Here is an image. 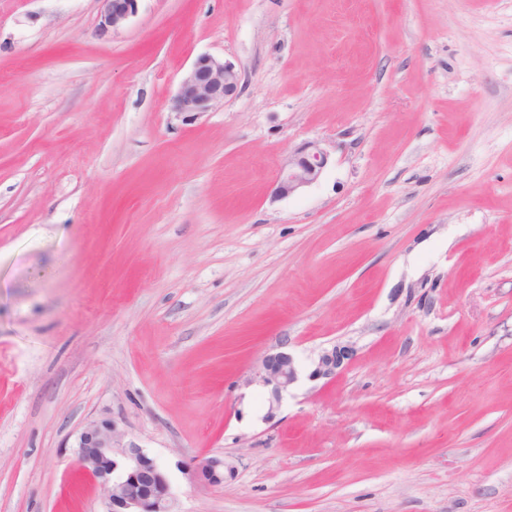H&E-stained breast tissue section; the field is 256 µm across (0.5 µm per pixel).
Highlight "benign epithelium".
<instances>
[{
    "mask_svg": "<svg viewBox=\"0 0 512 512\" xmlns=\"http://www.w3.org/2000/svg\"><path fill=\"white\" fill-rule=\"evenodd\" d=\"M102 33L119 30L137 11L138 0H99ZM241 74L235 64L209 54L199 56L184 74L175 97L180 112H204L211 106L238 95ZM330 163V152L319 143L296 149L283 162L274 188L279 198L304 191L316 183ZM353 355L351 347L335 345L325 349L312 364L311 378H332ZM260 378L272 386L269 413H274L282 393L298 379L294 358L286 352L266 355L261 363ZM83 478L107 493L108 512H174L170 487L153 496L141 488L138 477L149 471L162 473L157 462L124 434L116 424L103 418L87 424L76 441ZM233 466L220 456L201 457L191 470L193 480L205 486L224 483Z\"/></svg>",
    "mask_w": 512,
    "mask_h": 512,
    "instance_id": "7a95c632",
    "label": "benign epithelium"
}]
</instances>
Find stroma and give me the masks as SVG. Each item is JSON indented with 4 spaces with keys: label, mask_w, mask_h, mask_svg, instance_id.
Instances as JSON below:
<instances>
[{
    "label": "stroma",
    "mask_w": 512,
    "mask_h": 512,
    "mask_svg": "<svg viewBox=\"0 0 512 512\" xmlns=\"http://www.w3.org/2000/svg\"><path fill=\"white\" fill-rule=\"evenodd\" d=\"M102 418L176 512H512V0H0V512H107ZM101 3L100 28L103 34L119 30L137 11L138 0H98ZM240 89L241 74L234 63L204 54L182 77L175 106L179 112H205L233 99ZM330 163V152L319 143L296 149L283 162L274 188L275 197L301 193L316 183ZM353 355L351 347L346 345H334L325 349L312 364L310 378H332L340 370L345 361L350 360ZM260 378L265 385H271L269 412H274L281 402L282 393L298 379V368L294 358L286 352L267 354L261 363ZM233 466L224 457L208 456L195 460L191 470L193 480L205 486H217L224 483L225 472L231 473Z\"/></svg>",
    "instance_id": "35a3bbf8"
}]
</instances>
